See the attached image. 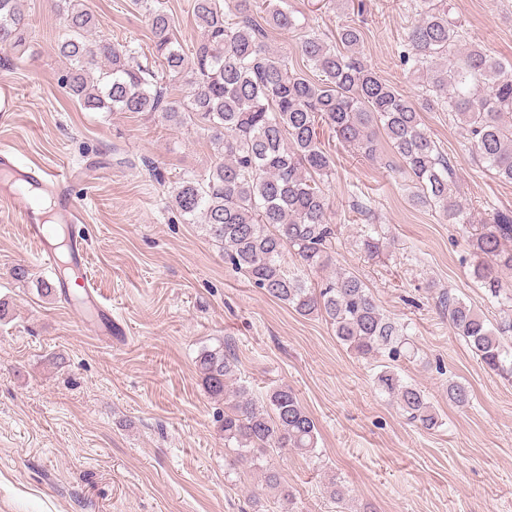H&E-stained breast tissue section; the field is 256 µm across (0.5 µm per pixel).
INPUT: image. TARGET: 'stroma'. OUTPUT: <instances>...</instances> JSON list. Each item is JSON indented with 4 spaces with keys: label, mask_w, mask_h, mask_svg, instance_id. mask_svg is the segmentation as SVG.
<instances>
[{
    "label": "stroma",
    "mask_w": 512,
    "mask_h": 512,
    "mask_svg": "<svg viewBox=\"0 0 512 512\" xmlns=\"http://www.w3.org/2000/svg\"><path fill=\"white\" fill-rule=\"evenodd\" d=\"M81 2L97 19L92 37L150 55L144 7ZM449 2L470 42L512 62V0ZM59 3L25 0L28 48L0 50V83L13 93L0 145L17 165L76 173L88 276L112 308V334L89 326L74 301L42 294L51 276L0 201V512H283L287 493L294 512H512V380L482 366L437 300L451 291L499 322L501 307L473 278L471 240L493 210H512V183L473 160L447 113H423L471 217L451 224L414 203L387 143L367 157L320 132L335 161L323 191L336 249L322 269L291 253L284 261L312 284L354 273L385 315L406 324L413 351L396 370L424 390L440 420L418 428L374 383L385 357H358L323 317L300 316L255 288L173 207L183 174H205L215 160L203 127L88 112L67 96ZM408 3L281 0L298 26L269 27V41L295 59L303 32L331 39L359 17L368 65L413 97L418 88L400 62L415 22ZM360 199L371 200L369 216L354 210ZM371 223L385 234L372 257L359 247ZM18 267L26 278L15 279ZM218 347L255 399L280 385L296 392L318 426L315 454L273 448L259 467L235 464L216 422L224 402L207 393L196 366L202 350ZM452 381L468 387L466 408L449 402ZM267 468L280 488L266 486ZM335 485L343 502L330 495Z\"/></svg>",
    "instance_id": "35a3bbf8"
}]
</instances>
